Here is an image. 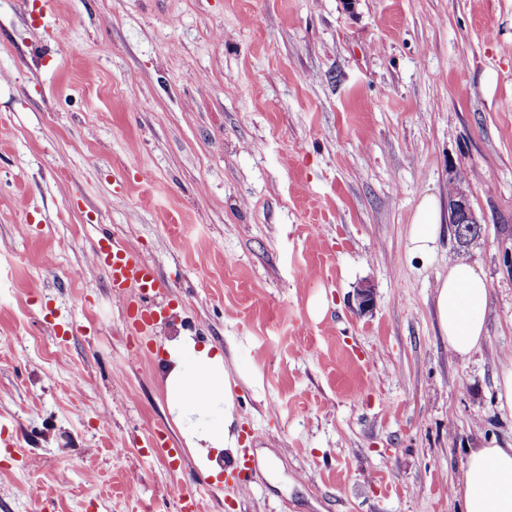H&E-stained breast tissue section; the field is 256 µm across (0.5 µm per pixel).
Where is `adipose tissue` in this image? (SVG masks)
Wrapping results in <instances>:
<instances>
[{"mask_svg":"<svg viewBox=\"0 0 512 512\" xmlns=\"http://www.w3.org/2000/svg\"><path fill=\"white\" fill-rule=\"evenodd\" d=\"M441 221L434 196H423L414 216L411 237L414 253L427 254L435 242ZM489 286L485 276L470 264L449 263L447 276L436 287V311L440 330L450 352L466 356L478 348L486 334ZM164 384L175 419L189 427L186 442L198 468L219 477L221 462L235 455L230 420L214 421V403L226 391L224 354L213 346H198L186 335L165 345ZM464 512H512V445L488 441L470 449L457 488Z\"/></svg>","mask_w":512,"mask_h":512,"instance_id":"adipose-tissue-1","label":"adipose tissue"}]
</instances>
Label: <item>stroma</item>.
<instances>
[{
	"label": "stroma",
	"instance_id": "1",
	"mask_svg": "<svg viewBox=\"0 0 512 512\" xmlns=\"http://www.w3.org/2000/svg\"><path fill=\"white\" fill-rule=\"evenodd\" d=\"M42 2L0 0V512H464L470 449L512 441V0ZM458 174L481 235L412 253ZM105 234L156 294L113 297ZM455 259L490 287L466 357ZM181 330L224 353L247 478L169 410ZM441 221L440 209L433 195H425L416 209L411 237L412 251L415 254L426 255L431 250V244L436 240ZM489 286L470 264L448 263V275L436 287V311L448 351L466 356L478 348L486 334Z\"/></svg>",
	"mask_w": 512,
	"mask_h": 512
}]
</instances>
